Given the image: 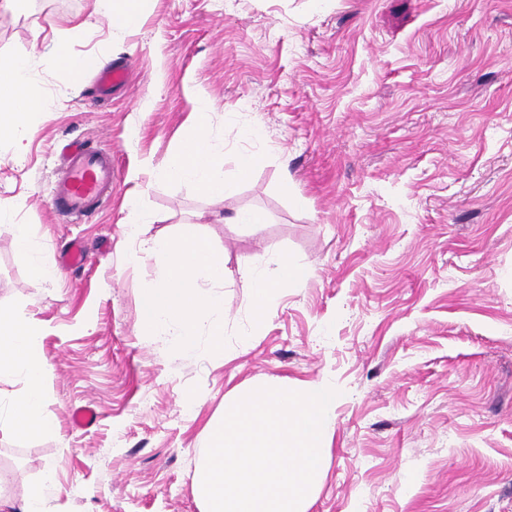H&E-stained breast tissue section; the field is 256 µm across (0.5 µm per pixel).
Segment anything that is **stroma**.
Here are the masks:
<instances>
[{"label":"stroma","instance_id":"stroma-1","mask_svg":"<svg viewBox=\"0 0 512 512\" xmlns=\"http://www.w3.org/2000/svg\"><path fill=\"white\" fill-rule=\"evenodd\" d=\"M110 34L96 0L0 9V63L30 62L44 109L0 139V226L26 225L60 269L34 287L0 234V307L42 329L52 432H0L21 500L54 468V512H198L204 426L233 388L325 380L334 433L308 512H512V0H143ZM128 70L100 101L50 49ZM212 104L231 190L153 179ZM112 153V198L77 224L51 212L59 147ZM258 154L248 172L245 154ZM145 237L194 227L224 261V355L141 336L159 260ZM263 213L259 228L228 223ZM80 238L82 269L59 252ZM304 270L265 320L250 275L272 251ZM201 403L187 410V397ZM100 420L75 429L72 406Z\"/></svg>","mask_w":512,"mask_h":512}]
</instances>
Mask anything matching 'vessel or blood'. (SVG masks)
<instances>
[{"mask_svg":"<svg viewBox=\"0 0 512 512\" xmlns=\"http://www.w3.org/2000/svg\"><path fill=\"white\" fill-rule=\"evenodd\" d=\"M125 82L124 66L102 70L94 79L96 95L109 96ZM111 192V152L92 146L70 148L65 152L63 172L51 189V209L56 216L76 223L99 209Z\"/></svg>","mask_w":512,"mask_h":512,"instance_id":"1","label":"vessel or blood"}]
</instances>
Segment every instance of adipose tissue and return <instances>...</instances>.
Returning a JSON list of instances; mask_svg holds the SVG:
<instances>
[{
    "mask_svg": "<svg viewBox=\"0 0 512 512\" xmlns=\"http://www.w3.org/2000/svg\"><path fill=\"white\" fill-rule=\"evenodd\" d=\"M42 109V97L31 80L25 61L0 65V138H18ZM210 105L200 100L194 134L187 137L159 171L161 179L188 182L214 198L223 197L224 154L209 139ZM145 253L162 257L160 285L147 289L141 299L140 331L164 340L176 327L174 345L187 353L198 347V329L207 326L208 351L224 352V263L198 234L183 231L159 234L145 240ZM302 269L288 255L273 252L267 267L251 274V305L256 319H263L271 296L292 285ZM49 364L41 350V330L21 313L0 308V383L18 378L19 390L0 401V432L38 436L51 432L54 423L44 412L43 381Z\"/></svg>",
    "mask_w": 512,
    "mask_h": 512,
    "instance_id": "adipose-tissue-1",
    "label": "adipose tissue"
}]
</instances>
